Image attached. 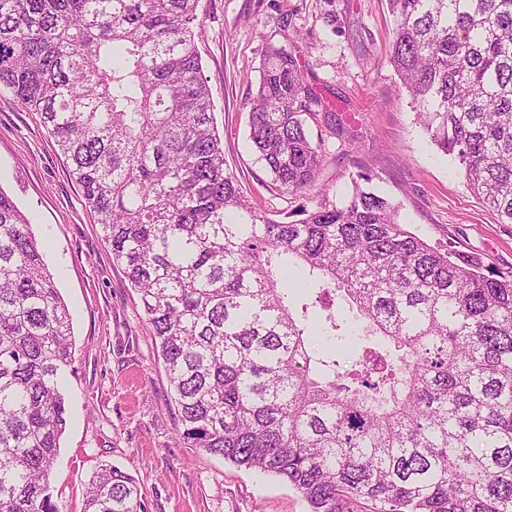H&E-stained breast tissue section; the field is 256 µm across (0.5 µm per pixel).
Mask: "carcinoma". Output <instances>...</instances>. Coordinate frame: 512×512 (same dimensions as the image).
Masks as SVG:
<instances>
[{"mask_svg":"<svg viewBox=\"0 0 512 512\" xmlns=\"http://www.w3.org/2000/svg\"><path fill=\"white\" fill-rule=\"evenodd\" d=\"M389 63L467 188L512 223V0H388ZM198 0H0V91L37 112L136 293L195 447L291 485L309 512H512V271L434 246L354 182L297 221L251 206L196 48ZM331 111L265 47L250 139L286 194L323 163L304 115ZM342 297L378 337L348 365L312 347ZM69 311L29 219L0 189V512H57ZM84 512H145L103 464Z\"/></svg>","mask_w":512,"mask_h":512,"instance_id":"1","label":"carcinoma"}]
</instances>
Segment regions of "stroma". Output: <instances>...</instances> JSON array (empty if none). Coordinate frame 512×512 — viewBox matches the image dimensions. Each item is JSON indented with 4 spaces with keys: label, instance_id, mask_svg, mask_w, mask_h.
<instances>
[{
    "label": "stroma",
    "instance_id": "stroma-1",
    "mask_svg": "<svg viewBox=\"0 0 512 512\" xmlns=\"http://www.w3.org/2000/svg\"><path fill=\"white\" fill-rule=\"evenodd\" d=\"M197 13L225 167L253 205L299 220L321 203L343 204L352 177L366 173L406 229L512 271V224L470 193L457 161L431 142L387 60L394 29L387 0H199ZM270 43L285 47L336 108L335 119L320 112L307 121L324 163L304 195L272 185L249 139V102ZM0 188L30 219L71 316L67 428L51 475L59 512H83L90 477L104 462L139 480L146 512H307L277 477L182 439L173 389L111 245L39 114L7 92L0 93Z\"/></svg>",
    "mask_w": 512,
    "mask_h": 512
}]
</instances>
